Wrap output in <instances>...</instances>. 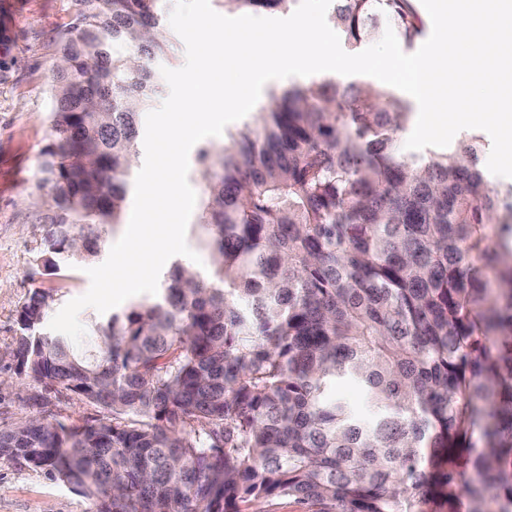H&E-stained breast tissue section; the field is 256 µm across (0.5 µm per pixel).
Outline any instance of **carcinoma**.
Segmentation results:
<instances>
[{"mask_svg":"<svg viewBox=\"0 0 512 512\" xmlns=\"http://www.w3.org/2000/svg\"><path fill=\"white\" fill-rule=\"evenodd\" d=\"M41 153L34 262L89 263L121 224L145 115L176 61L160 0H70ZM274 12L296 0H216ZM384 21L407 43L414 0H332L356 49ZM409 107L334 80L274 90L255 126L199 150L211 258L176 261L156 297L89 319L80 350L48 328L57 291L18 312V373L112 417L0 428V460L95 512H512V183L488 185L480 137L399 156ZM497 269L487 287L483 268ZM348 382L359 404L336 397ZM481 448L473 446L475 428Z\"/></svg>","mask_w":512,"mask_h":512,"instance_id":"1","label":"carcinoma"}]
</instances>
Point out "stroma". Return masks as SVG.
Segmentation results:
<instances>
[{
    "instance_id": "stroma-1",
    "label": "stroma",
    "mask_w": 512,
    "mask_h": 512,
    "mask_svg": "<svg viewBox=\"0 0 512 512\" xmlns=\"http://www.w3.org/2000/svg\"><path fill=\"white\" fill-rule=\"evenodd\" d=\"M13 26L0 33V428L33 416L82 424L106 417L102 407L17 375V313L36 289H58L61 303L85 294L82 266L44 274L33 262L43 227L39 162L51 137L48 94L55 40L70 20L69 0H12ZM94 504L42 472L0 460V512H93Z\"/></svg>"
}]
</instances>
